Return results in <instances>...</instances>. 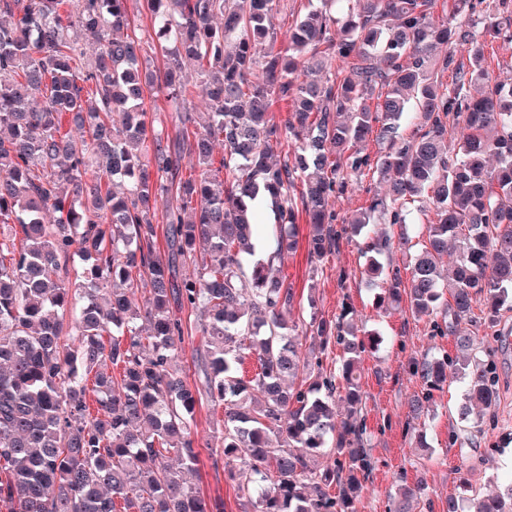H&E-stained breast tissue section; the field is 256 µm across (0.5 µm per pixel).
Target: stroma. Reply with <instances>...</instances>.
Listing matches in <instances>:
<instances>
[{
	"instance_id": "35a3bbf8",
	"label": "stroma",
	"mask_w": 512,
	"mask_h": 512,
	"mask_svg": "<svg viewBox=\"0 0 512 512\" xmlns=\"http://www.w3.org/2000/svg\"><path fill=\"white\" fill-rule=\"evenodd\" d=\"M380 190L375 176L349 178L345 193L336 200L338 225H346ZM307 234V225H300L297 246L280 266L281 276L296 291L292 320L306 322L314 315L335 319L347 297L354 307L350 322L360 330L378 329L384 337L379 351L363 354L360 363L362 414L375 469L357 492L356 512H389L400 486L419 482L426 485L429 502L417 505L414 512H446L449 496L462 497L470 490L492 492L512 474V311L492 326L462 324L475 334L481 358L494 367L495 405L474 409L469 419H461L464 387L452 377L433 403L413 416L410 405L421 384L410 373L411 361L425 355H456L453 337H432L429 319L416 316L408 306L395 311L377 308L375 290L365 275L364 237H343L335 253L318 262L308 253ZM421 433L427 442L423 448L417 445ZM190 480L206 499L223 501L224 512H245L235 482L214 469L209 458L201 459Z\"/></svg>"
}]
</instances>
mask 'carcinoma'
<instances>
[{
	"label": "carcinoma",
	"mask_w": 512,
	"mask_h": 512,
	"mask_svg": "<svg viewBox=\"0 0 512 512\" xmlns=\"http://www.w3.org/2000/svg\"><path fill=\"white\" fill-rule=\"evenodd\" d=\"M128 2L0 0V507L220 512L185 477L200 462L192 422L205 402L222 411L209 459L252 512H355L374 469L357 414L359 363L378 333L351 330L344 297L336 321L311 324L320 352L342 347L341 374L294 385L320 360L301 351L296 292L273 261L295 248L302 215L317 261L379 216L400 227L366 242L381 301L407 297L432 335L461 349L475 340L455 324H493L512 309V82L492 78L486 58L487 38L512 44V0H452L441 18L437 0H308L286 44L281 0H143L149 40ZM185 60L197 64L193 83ZM197 87L208 105L200 122ZM160 95L175 112L173 136L145 110ZM373 133L381 148L371 155L359 146ZM284 139L286 156L273 158ZM187 156L201 173L183 179ZM367 168L388 190L339 229L336 197ZM260 194L275 234L246 277ZM417 198L434 214L419 249L407 230ZM395 247L415 250L406 281L380 261ZM180 264L193 272L177 281ZM139 289L151 294L144 310L130 302ZM172 304L205 313L197 382L178 367L188 327ZM246 354L257 362L247 380ZM410 371L422 383L416 415L452 372L467 389L461 414L496 401L481 360L423 357ZM339 391L351 406L342 422ZM317 454L332 464L317 470ZM423 497L424 484L405 486L390 512ZM447 512H512V479L448 497Z\"/></svg>",
	"instance_id": "obj_1"
}]
</instances>
